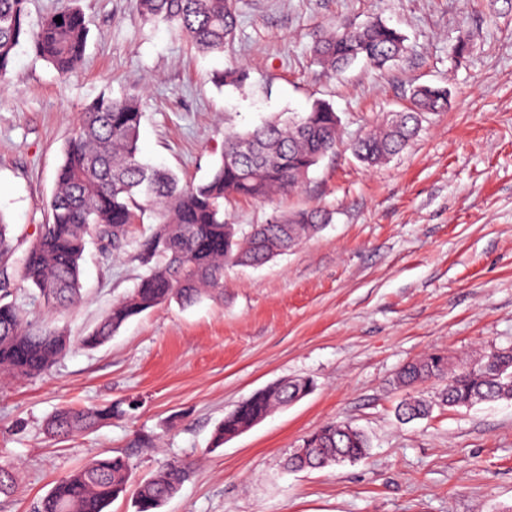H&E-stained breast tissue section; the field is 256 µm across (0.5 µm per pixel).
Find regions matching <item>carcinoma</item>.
I'll use <instances>...</instances> for the list:
<instances>
[{
    "label": "carcinoma",
    "mask_w": 512,
    "mask_h": 512,
    "mask_svg": "<svg viewBox=\"0 0 512 512\" xmlns=\"http://www.w3.org/2000/svg\"><path fill=\"white\" fill-rule=\"evenodd\" d=\"M26 4L27 0H0V81L6 80L15 49L24 41L59 73L73 72L87 45L81 10L73 7L54 13L31 31L25 25ZM134 6L145 22L177 26L204 54L224 52L235 37L233 0H134ZM57 16L62 23L55 21ZM406 51L405 38L378 20L359 28L338 25L313 46L317 62L332 72L362 60L385 69ZM447 109V88L417 86L410 105L366 130L352 144V152L367 166L382 164L413 139L419 116ZM141 119L139 95L134 92L119 97L104 94L85 108L64 145L48 219L25 249L18 250L0 214V275L5 278V287L0 288L1 373L41 376L73 347L65 331L27 322L8 284L35 290L50 311L75 305L81 298V260L90 238L103 248L117 250L131 225H151L135 254L147 267V275L80 338L85 348L104 344L128 320L146 311L173 301L185 307L223 295L224 266H261L296 248L327 221L321 209H299L240 237L236 227L224 220V200L268 199L301 187L310 168L335 153L340 142V118L328 103H314L299 118L273 116L252 129L225 132L211 177L199 184H183L173 172L140 160ZM431 380L445 382L442 401L450 407L512 400V349L491 351L469 366H455L448 356L434 353L408 363L396 376V384L406 389ZM313 387V380L296 378L253 393L225 414L215 428L213 447L293 399L305 397ZM118 411V402L97 407L66 405L46 421L45 430L69 437L94 428ZM429 411L430 403L415 396L397 407L403 421ZM370 448L363 431L345 421H331L302 440L288 456L287 466L306 470L354 462L366 457ZM189 469L186 462H170L138 482L136 512H159L179 491ZM131 479L126 457H95L59 479L35 512H108ZM16 484V468L1 463L0 493L12 492Z\"/></svg>",
    "instance_id": "obj_1"
}]
</instances>
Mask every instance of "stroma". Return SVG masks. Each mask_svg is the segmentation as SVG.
I'll list each match as a JSON object with an SVG mask.
<instances>
[{
    "instance_id": "1",
    "label": "stroma",
    "mask_w": 512,
    "mask_h": 512,
    "mask_svg": "<svg viewBox=\"0 0 512 512\" xmlns=\"http://www.w3.org/2000/svg\"><path fill=\"white\" fill-rule=\"evenodd\" d=\"M79 7L85 57L64 77L29 44L0 84V214L33 238L47 218L63 145L101 94L141 95V157L181 181L208 179L224 132L328 102L343 145L302 188L224 204L249 230L272 216L318 207L328 223L259 267L224 268V294L171 304L123 325L107 343L75 348L46 374L0 379V462L20 468L0 512H32L60 478L98 454L129 457L136 477L192 463L161 512H504L512 507V400L449 408L443 384L421 393L428 417L401 422L392 379L429 352L512 348V0H235L224 54L198 52L178 30L140 19L132 0H28L26 26ZM381 19L406 38L385 70L357 62L341 73L310 47L325 29ZM468 51L457 55L458 41ZM242 70V86L212 76ZM420 84L447 87V111L424 115L417 136L366 166L347 144L409 103ZM133 225L112 255L88 245L81 299L63 313L19 287L26 317L89 332L145 273L133 258L148 235ZM309 377L311 394L212 445L226 412L283 379ZM129 403L94 429L59 440L45 432L62 405ZM365 431L367 458L290 472L285 460L322 425Z\"/></svg>"
}]
</instances>
